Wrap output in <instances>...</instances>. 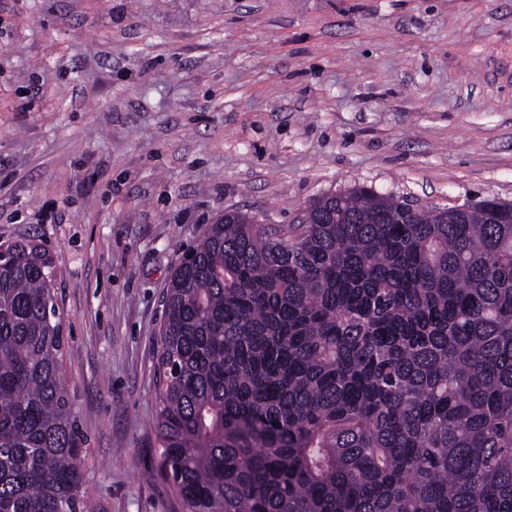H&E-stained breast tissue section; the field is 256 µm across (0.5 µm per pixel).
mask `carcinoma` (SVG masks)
Masks as SVG:
<instances>
[{
  "mask_svg": "<svg viewBox=\"0 0 512 512\" xmlns=\"http://www.w3.org/2000/svg\"><path fill=\"white\" fill-rule=\"evenodd\" d=\"M0 248V512H90L54 258ZM165 305L155 428L188 512H512L511 202L226 215Z\"/></svg>",
  "mask_w": 512,
  "mask_h": 512,
  "instance_id": "cac0c4a2",
  "label": "carcinoma"
}]
</instances>
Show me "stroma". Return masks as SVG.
I'll list each match as a JSON object with an SVG mask.
<instances>
[{"mask_svg":"<svg viewBox=\"0 0 512 512\" xmlns=\"http://www.w3.org/2000/svg\"><path fill=\"white\" fill-rule=\"evenodd\" d=\"M512 200V0H0V243L55 259L95 512L159 475L166 285L235 210Z\"/></svg>","mask_w":512,"mask_h":512,"instance_id":"obj_1","label":"stroma"}]
</instances>
